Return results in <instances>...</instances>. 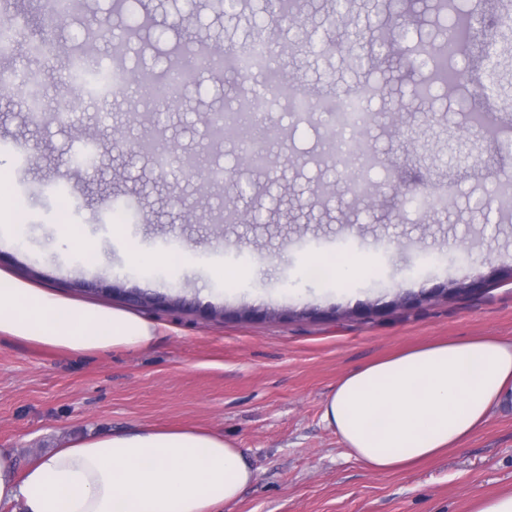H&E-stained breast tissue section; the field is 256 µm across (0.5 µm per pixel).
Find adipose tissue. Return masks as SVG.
<instances>
[{"mask_svg":"<svg viewBox=\"0 0 512 512\" xmlns=\"http://www.w3.org/2000/svg\"><path fill=\"white\" fill-rule=\"evenodd\" d=\"M136 274L184 275L200 269L184 252L143 255L123 216L111 226ZM54 242L80 265L97 247L59 209ZM378 259L346 244L302 257L301 276L348 293ZM158 322L127 310L63 297L0 270V339L70 355L151 348ZM512 400V342L494 336L438 342L371 361L344 376L322 419L351 453L380 474L409 469L459 447ZM244 452L196 427L143 426L71 441L18 469L0 448V505L20 512H221L254 480Z\"/></svg>","mask_w":512,"mask_h":512,"instance_id":"1","label":"adipose tissue"}]
</instances>
